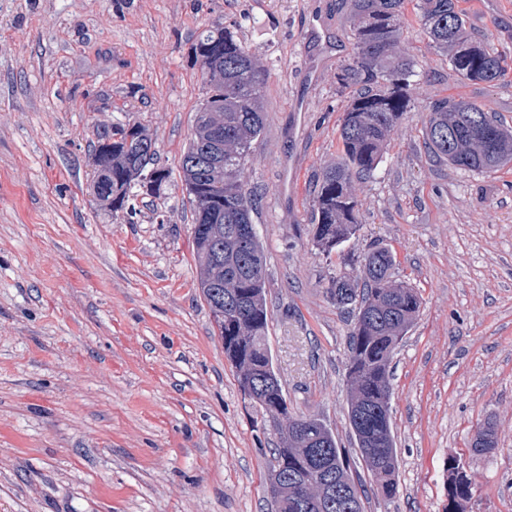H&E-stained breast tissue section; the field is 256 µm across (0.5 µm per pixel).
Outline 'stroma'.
<instances>
[{
  "label": "stroma",
  "instance_id": "stroma-1",
  "mask_svg": "<svg viewBox=\"0 0 512 512\" xmlns=\"http://www.w3.org/2000/svg\"><path fill=\"white\" fill-rule=\"evenodd\" d=\"M509 65L460 80L418 33L401 49L411 112L374 175L354 181L361 224L341 251L313 241L312 184L340 159L356 54L351 0H0V512H271L262 430L199 288L180 169L205 98L198 35L237 33L266 73V124L241 178L256 196L269 347L294 414L322 419L367 494L365 512H512V163L430 160L431 102L475 103L512 126V0H457ZM138 124L168 172L159 196L112 211L92 192L105 128ZM389 246L420 316L393 358L398 492L385 500L348 421L353 319L329 293L347 252ZM496 445L469 451L479 424ZM448 472L450 473V480L448 482L449 507L452 510L457 509L456 511H458V508L472 496V490L469 489L468 485H464L463 483L470 484L472 481L462 470L460 463L458 464V476L463 483L456 479V467L451 465V461L448 463Z\"/></svg>",
  "mask_w": 512,
  "mask_h": 512
}]
</instances>
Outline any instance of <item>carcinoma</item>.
<instances>
[{
    "instance_id": "cac0c4a2",
    "label": "carcinoma",
    "mask_w": 512,
    "mask_h": 512,
    "mask_svg": "<svg viewBox=\"0 0 512 512\" xmlns=\"http://www.w3.org/2000/svg\"><path fill=\"white\" fill-rule=\"evenodd\" d=\"M353 35L357 52L336 73L342 88L358 87L339 128L340 162L321 169L313 190L314 243L329 256L357 231V201L351 192L356 179L370 177L382 161L390 135L410 111L407 87L416 76L412 59L399 52L404 36L405 0H352ZM421 34L447 54L448 65L461 79L493 83L505 67L501 56L471 36L455 0H417ZM202 63L206 98L197 113L180 168L192 210V234L200 264L199 288L219 335L224 355L240 360V388L253 385L256 402L273 405L283 391L267 388L272 360L268 347L269 311L265 289V256L258 237L238 239L226 226L254 223L255 195L240 179L252 145L265 127L262 104L264 77L235 33L214 26L193 45ZM224 129V164L189 165L200 143ZM138 125H116L95 148L94 192L112 210L135 209L141 189L160 191L168 178L155 168L153 181L141 170ZM425 145L436 158L471 172L487 173L512 161V129L479 106L446 98L428 109ZM362 276L332 277L330 294L336 305L354 313L348 336V420L361 460L385 500L398 491V459L390 421L391 364L398 344L417 320L421 299L416 289L395 279L392 251L371 245L356 259ZM223 317H218V314ZM281 444L267 475L283 476L275 512H364L365 491L351 473L333 433L315 417L288 415L279 421ZM324 467L333 474L343 497L339 506L297 507L294 490ZM449 507L458 509L471 496L469 486L448 466Z\"/></svg>"
}]
</instances>
